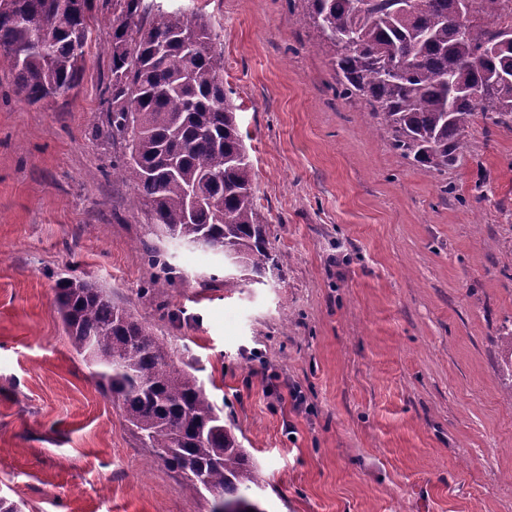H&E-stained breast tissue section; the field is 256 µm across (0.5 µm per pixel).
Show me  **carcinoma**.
I'll use <instances>...</instances> for the list:
<instances>
[{
	"instance_id": "obj_1",
	"label": "carcinoma",
	"mask_w": 512,
	"mask_h": 512,
	"mask_svg": "<svg viewBox=\"0 0 512 512\" xmlns=\"http://www.w3.org/2000/svg\"><path fill=\"white\" fill-rule=\"evenodd\" d=\"M93 2L0 0V56L21 100L35 104L76 85ZM301 2L334 47L340 94L364 98L393 148L425 172L455 162L476 119L487 132L512 124V43L497 38L498 28L512 30V0H473L475 18L460 31L452 29L458 0ZM98 40L111 61L100 135L120 151L112 176L134 186L152 234L189 246L206 236L211 251L235 254L227 289L279 268L209 23L145 0H112L111 30ZM56 304L71 346L121 403L143 447L235 512H261L244 495L261 487L259 469L167 342L89 281L58 279Z\"/></svg>"
}]
</instances>
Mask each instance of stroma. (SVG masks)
Returning <instances> with one entry per match:
<instances>
[{
	"mask_svg": "<svg viewBox=\"0 0 512 512\" xmlns=\"http://www.w3.org/2000/svg\"><path fill=\"white\" fill-rule=\"evenodd\" d=\"M207 19L252 161L263 283L159 242L95 135L110 61L37 104L0 58V497L22 512H212L70 345L81 277L164 338L264 477L262 512H512V127L443 173L396 152L299 0H158ZM166 253L171 280L148 289ZM300 391L294 406L289 393Z\"/></svg>",
	"mask_w": 512,
	"mask_h": 512,
	"instance_id": "35a3bbf8",
	"label": "stroma"
}]
</instances>
